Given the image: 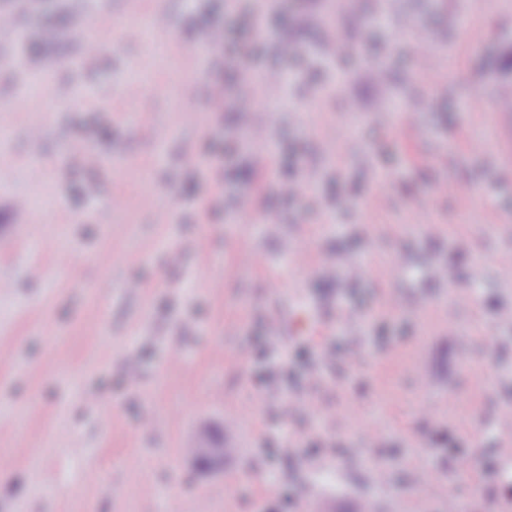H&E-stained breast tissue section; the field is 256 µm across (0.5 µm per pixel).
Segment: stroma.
Segmentation results:
<instances>
[{
	"label": "stroma",
	"instance_id": "1",
	"mask_svg": "<svg viewBox=\"0 0 512 512\" xmlns=\"http://www.w3.org/2000/svg\"><path fill=\"white\" fill-rule=\"evenodd\" d=\"M30 42L0 38V512H512V480L488 448L496 408L512 406V182L495 164L512 151V119L487 112L512 84V0H140L171 33L130 24L129 0H0ZM340 34L326 55L331 21ZM116 23L95 68L70 37L78 23ZM263 39L255 41L254 25ZM51 39H40L44 28ZM489 29L482 43L466 28ZM222 29L258 42L267 65L291 38L296 76L280 90L215 111L210 58L182 45ZM431 54L408 57L409 37ZM37 56L38 79L15 62ZM198 81L184 85L187 73ZM415 108L418 127L386 122ZM251 114L242 134L239 111ZM341 139L340 155L327 141ZM488 143L474 155V138ZM40 160L45 176L32 173ZM307 173L310 200L278 181ZM463 183L465 196H439ZM250 195L254 216L235 202ZM41 196L28 223L16 202ZM348 208L337 212V197ZM121 199V209L110 202ZM67 255L71 267L56 264ZM350 254L370 275L333 280L323 263ZM406 277L384 279V263ZM456 269L454 282L429 267ZM141 287H128L131 276ZM477 288L468 306L456 295ZM384 292L395 313L369 311ZM302 336H358L343 377L317 389L326 422L292 418L276 463L262 431L281 394L318 371L316 355L281 341L284 363L238 361L264 316ZM179 361H171L173 345ZM141 360L126 382V361ZM434 413L418 419L420 403ZM245 420L227 426L226 404ZM350 410L347 424L334 423ZM381 426L378 443L367 439ZM235 445L217 470L189 448ZM434 470L415 503L417 462Z\"/></svg>",
	"mask_w": 512,
	"mask_h": 512
}]
</instances>
